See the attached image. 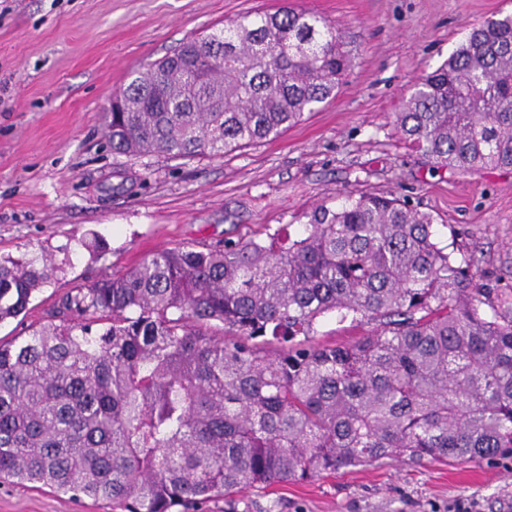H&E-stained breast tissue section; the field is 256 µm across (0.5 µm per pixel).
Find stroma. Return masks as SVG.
Listing matches in <instances>:
<instances>
[{
  "instance_id": "stroma-1",
  "label": "stroma",
  "mask_w": 512,
  "mask_h": 512,
  "mask_svg": "<svg viewBox=\"0 0 512 512\" xmlns=\"http://www.w3.org/2000/svg\"><path fill=\"white\" fill-rule=\"evenodd\" d=\"M324 17L356 49L335 99L279 137L219 158L112 153L102 137L114 91L188 36L284 5ZM512 0H0V256L56 266L0 337L56 321L79 285L178 246L294 235L343 194L407 198L437 238L468 251L480 282L512 288V169L435 170L394 119L422 75ZM98 248H90V240ZM512 512V455L390 459L305 482L196 503L194 512ZM0 512H112L47 488L0 482Z\"/></svg>"
}]
</instances>
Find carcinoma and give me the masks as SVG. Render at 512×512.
Masks as SVG:
<instances>
[{
	"instance_id": "carcinoma-1",
	"label": "carcinoma",
	"mask_w": 512,
	"mask_h": 512,
	"mask_svg": "<svg viewBox=\"0 0 512 512\" xmlns=\"http://www.w3.org/2000/svg\"><path fill=\"white\" fill-rule=\"evenodd\" d=\"M353 47L285 6L186 40L112 96L120 155L221 157L334 98ZM437 168L512 169V13L472 29L395 113ZM396 197L349 194L298 238L157 251L66 297L73 319L0 339V479L177 512L388 458L512 450V289ZM0 257V323L51 278ZM375 325L341 346L318 318Z\"/></svg>"
}]
</instances>
